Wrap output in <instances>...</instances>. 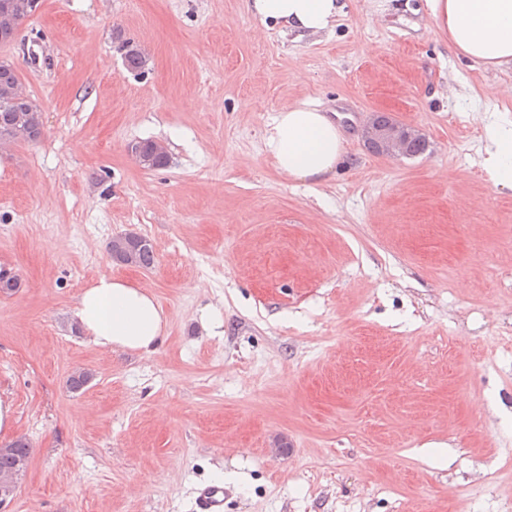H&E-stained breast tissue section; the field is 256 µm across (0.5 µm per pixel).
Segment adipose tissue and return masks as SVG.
<instances>
[{"label":"adipose tissue","instance_id":"obj_1","mask_svg":"<svg viewBox=\"0 0 512 512\" xmlns=\"http://www.w3.org/2000/svg\"><path fill=\"white\" fill-rule=\"evenodd\" d=\"M431 14L454 50L494 68H512V0H428ZM265 25L298 35H317L342 15V0H248ZM485 169L494 186L512 190V128L488 131ZM344 138L313 102L300 100L276 114L266 145L282 173L310 183L330 177L343 159ZM74 317L95 345L148 355L165 332V314L155 296L121 278L102 277L79 295Z\"/></svg>","mask_w":512,"mask_h":512}]
</instances>
